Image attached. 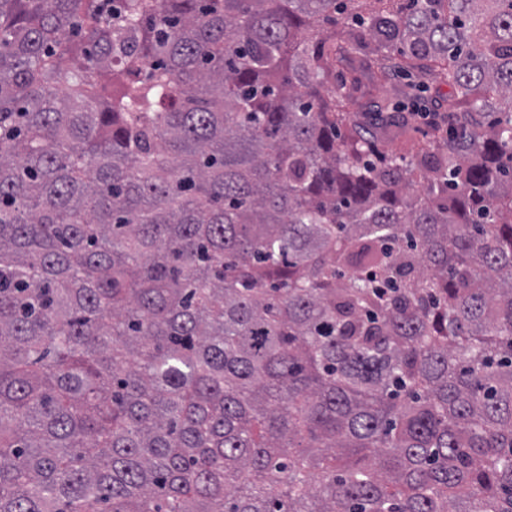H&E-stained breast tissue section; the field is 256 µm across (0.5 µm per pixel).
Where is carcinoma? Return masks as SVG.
Returning a JSON list of instances; mask_svg holds the SVG:
<instances>
[{"mask_svg": "<svg viewBox=\"0 0 512 512\" xmlns=\"http://www.w3.org/2000/svg\"><path fill=\"white\" fill-rule=\"evenodd\" d=\"M352 2L0 0V512H512V0ZM414 80V78H408L402 74L392 75L386 82L371 89L370 98L377 101L384 99L397 105L405 112L411 126L416 129L415 132L411 131L410 135H405L400 141L379 139L377 147L384 154L410 156L413 146H416L418 142L425 141L429 137L426 134L430 132L427 120L420 118L421 113L416 112L427 111L428 108H431V100L448 94V87L442 86L438 89L433 84H430L428 88L421 87L412 90L409 84Z\"/></svg>", "mask_w": 512, "mask_h": 512, "instance_id": "carcinoma-1", "label": "carcinoma"}]
</instances>
